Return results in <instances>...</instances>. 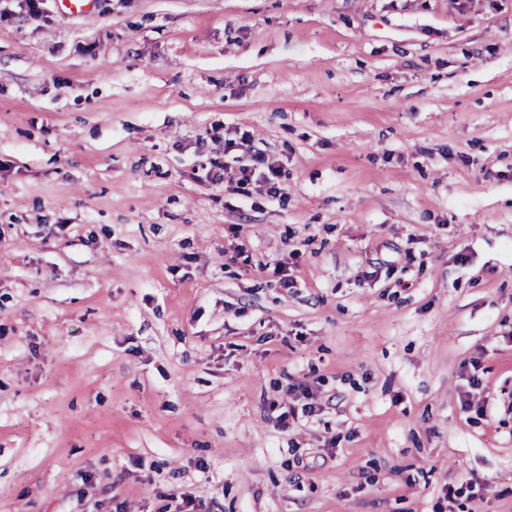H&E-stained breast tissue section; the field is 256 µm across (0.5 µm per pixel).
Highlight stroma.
<instances>
[{"instance_id": "35a3bbf8", "label": "stroma", "mask_w": 512, "mask_h": 512, "mask_svg": "<svg viewBox=\"0 0 512 512\" xmlns=\"http://www.w3.org/2000/svg\"><path fill=\"white\" fill-rule=\"evenodd\" d=\"M4 6L0 512H512V0ZM252 164L240 168V177L238 181L242 184H248L256 173L259 174V178L256 179L262 182L266 187V193L271 197H277L282 195V188H280L277 178L279 173L275 168L266 165L265 160L260 155H255L251 159Z\"/></svg>"}]
</instances>
